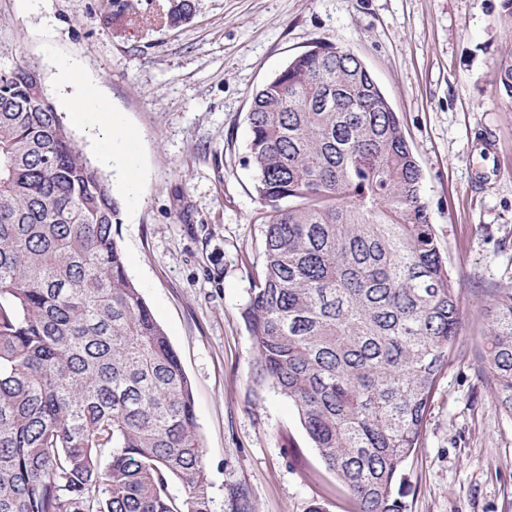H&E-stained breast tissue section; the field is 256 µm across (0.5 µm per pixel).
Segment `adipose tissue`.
<instances>
[{"mask_svg":"<svg viewBox=\"0 0 512 512\" xmlns=\"http://www.w3.org/2000/svg\"><path fill=\"white\" fill-rule=\"evenodd\" d=\"M58 82L70 91L68 101L73 119L93 140L108 144L113 139L126 138L127 132L118 118L110 116L104 106L93 104L89 88L79 81L75 68L60 71Z\"/></svg>","mask_w":512,"mask_h":512,"instance_id":"obj_1","label":"adipose tissue"}]
</instances>
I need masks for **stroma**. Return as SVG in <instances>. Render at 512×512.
I'll return each instance as SVG.
<instances>
[{
	"instance_id": "35a3bbf8",
	"label": "stroma",
	"mask_w": 512,
	"mask_h": 512,
	"mask_svg": "<svg viewBox=\"0 0 512 512\" xmlns=\"http://www.w3.org/2000/svg\"><path fill=\"white\" fill-rule=\"evenodd\" d=\"M178 2L0 0V23L56 108L57 71L79 62L130 133L122 168L87 156L121 202L127 273L192 383L212 512H238L242 493L249 512H357L293 403L261 376L242 316L265 213L245 162L251 95L318 44L357 55L397 112L458 295L454 348L404 466L406 512H512V415L482 359L486 306L512 289L503 0H190L173 27Z\"/></svg>"
}]
</instances>
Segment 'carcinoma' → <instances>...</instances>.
<instances>
[{"label": "carcinoma", "instance_id": "1", "mask_svg": "<svg viewBox=\"0 0 512 512\" xmlns=\"http://www.w3.org/2000/svg\"><path fill=\"white\" fill-rule=\"evenodd\" d=\"M3 56L0 512H211L192 384L127 276L121 204L38 67ZM498 82L512 96V57ZM248 121L269 208L246 308L261 376L359 512H406L401 471L459 327L422 169L341 47L291 59ZM490 313L484 360L512 415V289Z\"/></svg>", "mask_w": 512, "mask_h": 512}]
</instances>
